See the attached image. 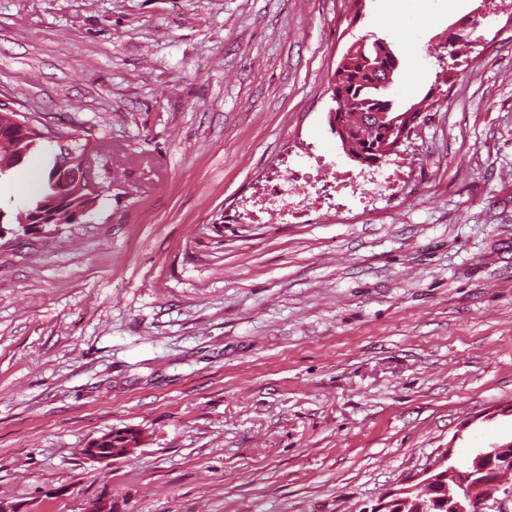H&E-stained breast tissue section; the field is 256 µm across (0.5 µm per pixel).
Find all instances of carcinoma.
Returning a JSON list of instances; mask_svg holds the SVG:
<instances>
[{
  "label": "carcinoma",
  "instance_id": "1",
  "mask_svg": "<svg viewBox=\"0 0 512 512\" xmlns=\"http://www.w3.org/2000/svg\"><path fill=\"white\" fill-rule=\"evenodd\" d=\"M395 58L390 46L376 39L369 45L363 43L350 46L334 72L333 94L343 99L341 121L349 153L361 164L383 158L381 147L384 135L369 122V113L383 110L390 103L378 84L386 79V69H395ZM43 139L44 136L36 131L8 139L10 148L0 149V176L19 166L21 161L41 146ZM58 163V156H53L43 175L41 191L27 208L15 215V223L20 225L33 217H43L47 224H69V217L99 200L97 196L92 198L82 193L72 197L66 204L56 203L54 177ZM141 443L142 432L127 427L102 436L92 446L110 448L112 457L122 459L133 455ZM434 496L436 492L431 486H410V491L403 494L408 499L404 512H429Z\"/></svg>",
  "mask_w": 512,
  "mask_h": 512
}]
</instances>
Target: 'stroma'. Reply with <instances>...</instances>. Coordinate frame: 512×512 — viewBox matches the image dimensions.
I'll return each mask as SVG.
<instances>
[{"label":"stroma","mask_w":512,"mask_h":512,"mask_svg":"<svg viewBox=\"0 0 512 512\" xmlns=\"http://www.w3.org/2000/svg\"><path fill=\"white\" fill-rule=\"evenodd\" d=\"M381 2L0 0V101L111 174L27 235L53 148L0 178V500L371 512L442 448L512 437V0ZM361 38L422 110L388 189L262 213L308 154L370 173L329 124ZM125 427L133 456H83ZM59 163L58 155L52 157L45 174L43 175L42 188L33 202L23 211L15 215V224H23L24 220H30L32 217L40 219L45 216V224H72V221L66 218L68 215L74 216L77 212L84 210L89 205H95L99 200L101 191L95 197L87 196L88 192L73 196L68 203L56 202V190L54 188L55 171ZM57 216H52V214ZM23 230L27 231L31 224H23Z\"/></svg>","instance_id":"35a3bbf8"}]
</instances>
